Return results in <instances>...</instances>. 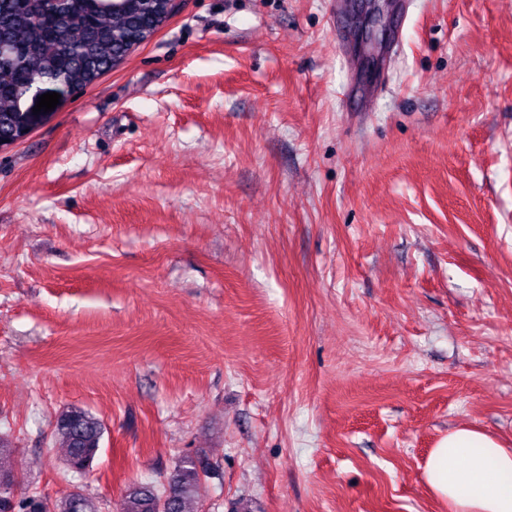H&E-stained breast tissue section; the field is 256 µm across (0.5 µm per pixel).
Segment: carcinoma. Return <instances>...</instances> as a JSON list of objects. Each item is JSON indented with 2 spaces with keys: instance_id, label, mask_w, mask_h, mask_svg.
Returning a JSON list of instances; mask_svg holds the SVG:
<instances>
[{
  "instance_id": "cac0c4a2",
  "label": "carcinoma",
  "mask_w": 512,
  "mask_h": 512,
  "mask_svg": "<svg viewBox=\"0 0 512 512\" xmlns=\"http://www.w3.org/2000/svg\"><path fill=\"white\" fill-rule=\"evenodd\" d=\"M166 0H0V140L24 138L45 116L24 111L35 80L51 88H85L112 70L130 46L146 38L166 15ZM103 421L70 406L54 433L65 448L67 471L86 473L100 449ZM208 459L183 455L166 482L127 488L119 512H199L201 477ZM14 473L0 468V512H101L97 497L76 492L50 506L40 492L16 493Z\"/></svg>"
}]
</instances>
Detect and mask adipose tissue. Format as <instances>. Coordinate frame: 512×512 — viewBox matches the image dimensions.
Wrapping results in <instances>:
<instances>
[{"mask_svg":"<svg viewBox=\"0 0 512 512\" xmlns=\"http://www.w3.org/2000/svg\"><path fill=\"white\" fill-rule=\"evenodd\" d=\"M424 478L448 512H512V449L459 426L431 449Z\"/></svg>","mask_w":512,"mask_h":512,"instance_id":"ef3b65f1","label":"adipose tissue"}]
</instances>
